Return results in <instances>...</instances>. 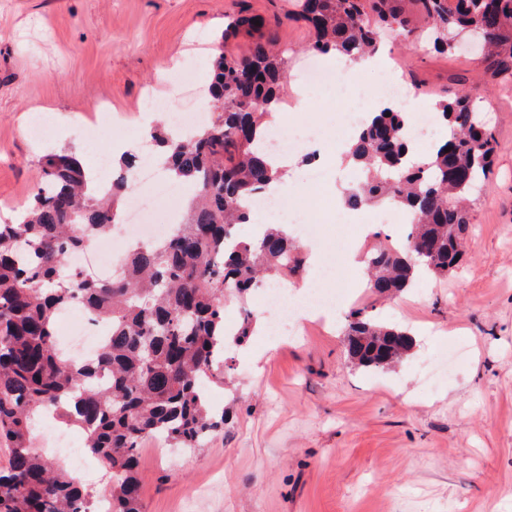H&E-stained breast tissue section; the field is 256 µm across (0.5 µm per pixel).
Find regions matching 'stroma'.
Segmentation results:
<instances>
[{
    "instance_id": "stroma-1",
    "label": "stroma",
    "mask_w": 512,
    "mask_h": 512,
    "mask_svg": "<svg viewBox=\"0 0 512 512\" xmlns=\"http://www.w3.org/2000/svg\"><path fill=\"white\" fill-rule=\"evenodd\" d=\"M294 3L0 0V218L28 202L47 150L76 151L91 167L116 144H145L136 123L142 100L164 92L159 67L186 58L195 35L218 39L246 9L267 19L266 36L306 47L312 34L292 19ZM410 27L414 44L395 33L381 46L386 59H399L402 84L425 109L460 88L473 90L498 143L493 173L471 205L460 266L380 299L366 286V259H342L332 278L305 261L288 277L291 294L345 279L354 283L352 297L340 309L308 315L298 336L276 342L259 327L267 317L259 295L226 297L225 323L240 324L247 309L257 325L209 385L224 429L191 452L161 455L158 440H145L143 512H512V96L499 93L471 54L433 51L423 15L413 14ZM307 95L310 111L282 112V128L315 126L330 137L359 109L332 88ZM106 97L116 112L112 131L88 143L81 128ZM34 109L53 127L48 144L31 140L22 126ZM358 180L357 172L326 166L323 206L313 207L303 186L289 190L288 209L262 212L259 220L305 216L318 227L321 255L366 230L393 237V225L374 223L373 209L337 206ZM357 308L408 328L410 354L388 369L354 365L344 332ZM462 337L466 362L437 388H421L417 365Z\"/></svg>"
}]
</instances>
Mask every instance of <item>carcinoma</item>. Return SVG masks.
I'll use <instances>...</instances> for the list:
<instances>
[{"label": "carcinoma", "instance_id": "1", "mask_svg": "<svg viewBox=\"0 0 512 512\" xmlns=\"http://www.w3.org/2000/svg\"><path fill=\"white\" fill-rule=\"evenodd\" d=\"M403 0H297L296 18L312 31L307 50L334 56L373 54L388 30H406ZM434 32L433 47L455 51L456 35L476 30L482 64L512 83V0H409ZM260 25H255L254 21ZM260 15L241 11L216 47L209 84L217 116L182 139L157 128L150 137L162 166L187 183L185 218L167 239L139 244L124 275L102 280L68 269L67 259L118 223L124 181L107 191L74 152L41 159L42 179L29 206L0 224V512H94L92 494L57 457L37 448L33 421L56 413L79 426L82 452L112 475L110 512H141L138 450L147 438L196 449L224 428V413L207 402L204 385L224 366V295L246 297L262 274L298 272L303 258L290 237L272 227L232 240L250 222L248 201L266 193L274 159L257 143L268 111L284 100L288 51L259 35ZM241 32L244 53L224 52ZM448 126L426 163L408 153L410 119L385 107L368 114L351 138L350 154L367 176L346 197L353 208L387 201L413 215L401 246L378 245L368 288L378 298L409 287L421 271L448 275L463 256L470 226L468 196L489 179L495 139L479 118L474 95L459 89L432 107ZM94 310L110 335L91 360L74 365L57 342L56 319L72 306ZM345 351L356 365L383 369L408 355L410 334L348 314Z\"/></svg>", "mask_w": 512, "mask_h": 512}]
</instances>
